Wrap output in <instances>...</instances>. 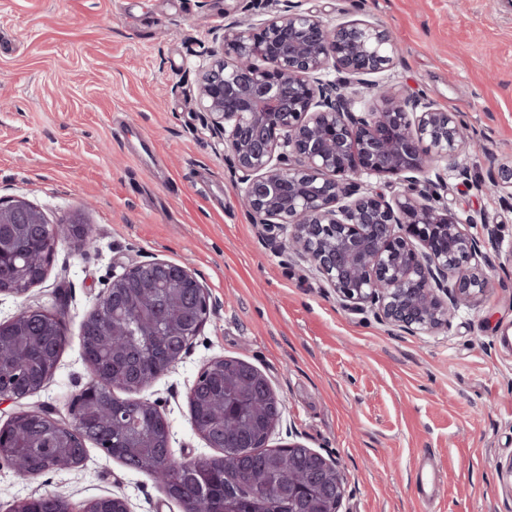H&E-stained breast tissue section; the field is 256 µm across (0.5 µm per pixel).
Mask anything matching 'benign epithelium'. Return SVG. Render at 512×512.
Here are the masks:
<instances>
[{
  "label": "benign epithelium",
  "instance_id": "obj_1",
  "mask_svg": "<svg viewBox=\"0 0 512 512\" xmlns=\"http://www.w3.org/2000/svg\"><path fill=\"white\" fill-rule=\"evenodd\" d=\"M212 61L196 83V103L217 142L225 145L242 207L279 248L308 262L336 293L340 305L353 312L371 311L381 322L406 333L448 328L461 304L483 294L489 285L491 259L486 241L496 226L483 225L480 237L466 229L479 214H458L438 204L433 190L445 179L433 163L459 153L467 143L466 128L451 112L414 93L387 85L356 110L358 99L327 79L329 69L351 83L370 84L369 76L392 63L394 41L380 26L362 20L329 25L294 0L255 24L234 20L215 36ZM265 66L259 67L254 60ZM434 178H429V173ZM386 180L392 195L362 190L355 178ZM489 188L512 199V168L502 166ZM48 224L42 210L23 197L0 205V224ZM60 240L85 243L87 226L80 212L65 221ZM138 268L154 271L141 290L152 293L176 284L202 309L194 326L199 335L210 314V296L190 268L154 258L115 277L100 301H117L129 275ZM171 369L188 354L182 330L162 327ZM131 373L127 391L148 385L137 375L145 356L138 346L124 351ZM88 391L108 382L88 357ZM254 382L276 410L275 432L286 406L267 378L254 370ZM48 428L89 432L81 411L67 408L57 419L49 409L33 411ZM325 492L316 512H340L345 480L338 464L311 449ZM68 465L41 461L16 474L33 479L58 468L78 469L84 458ZM99 512H131L122 496L98 499Z\"/></svg>",
  "mask_w": 512,
  "mask_h": 512
}]
</instances>
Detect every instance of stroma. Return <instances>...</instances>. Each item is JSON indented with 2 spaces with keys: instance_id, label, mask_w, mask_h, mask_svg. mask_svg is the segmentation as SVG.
<instances>
[{
  "instance_id": "obj_1",
  "label": "stroma",
  "mask_w": 512,
  "mask_h": 512,
  "mask_svg": "<svg viewBox=\"0 0 512 512\" xmlns=\"http://www.w3.org/2000/svg\"><path fill=\"white\" fill-rule=\"evenodd\" d=\"M236 0H0V198L23 197L49 223L81 212L95 245H56L46 279L0 296V319L61 307L66 342L39 393L0 405L65 416L89 373L80 327L113 277L153 258L185 265L207 287L210 319L187 357L143 398L158 403L175 457L211 455L187 393L203 363L233 357L284 400L271 440L336 460L341 512H512V203L476 186L512 166V0H303L324 22H376L397 52L375 79L458 113L474 146L460 179L437 162L450 209L498 225L484 295L449 328L392 334L344 310L309 263L283 255L241 208L225 150L195 101L215 30ZM440 475L432 508L417 498L422 453ZM62 493L75 505L126 497L132 512H182L152 475L88 445L83 467L26 480L0 465V512Z\"/></svg>"
}]
</instances>
